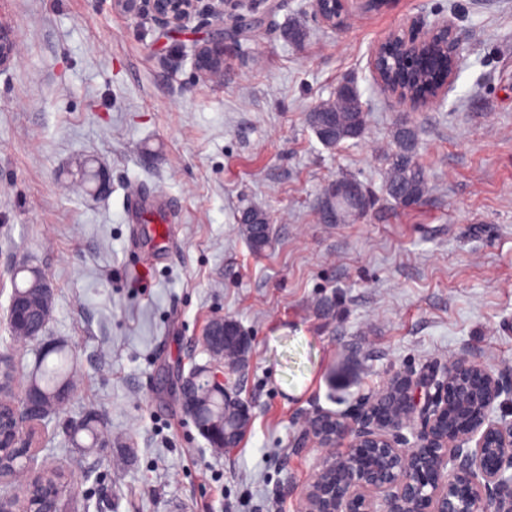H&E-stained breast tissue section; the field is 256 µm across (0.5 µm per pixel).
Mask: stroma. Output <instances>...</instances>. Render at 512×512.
I'll return each instance as SVG.
<instances>
[{
  "label": "stroma",
  "instance_id": "1",
  "mask_svg": "<svg viewBox=\"0 0 512 512\" xmlns=\"http://www.w3.org/2000/svg\"><path fill=\"white\" fill-rule=\"evenodd\" d=\"M454 21L464 62L443 106L385 93L376 43L419 21ZM309 30L301 46L284 26ZM16 58L0 69V353L18 380L35 344L11 335V272L46 275V342L76 362L66 411L106 423L107 454L66 451L46 429L36 469L62 466L87 512H300L329 449L303 441L317 413L340 415L405 372L465 357L512 378V0H352L342 26L310 0H247L224 21L174 27L117 13L111 0H0ZM224 37V80L194 68ZM353 79L360 140L319 143L307 114ZM400 123L418 132L432 190L413 208L384 190ZM372 205L324 223L337 177ZM173 207L170 237L131 217L127 192ZM273 240L256 251L244 209ZM150 266L147 282L127 271ZM250 339L225 373L252 421L215 448L182 413L178 386L210 355L212 319ZM132 446L133 456L121 454Z\"/></svg>",
  "mask_w": 512,
  "mask_h": 512
}]
</instances>
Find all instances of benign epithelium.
<instances>
[{
	"mask_svg": "<svg viewBox=\"0 0 512 512\" xmlns=\"http://www.w3.org/2000/svg\"><path fill=\"white\" fill-rule=\"evenodd\" d=\"M244 0H112V9L128 15L149 14L167 25H182L201 15L224 18ZM448 39L454 64L434 95L418 101L389 84L377 68V58L398 43L405 55L415 56L438 35ZM376 80L395 98L413 106H437L454 86L463 64L460 43L446 19L411 24L389 33L372 51ZM195 68L210 81L224 80V39L218 37L195 51ZM14 302L39 312L30 292L14 294ZM229 322L214 318L205 333L214 362L203 368L211 385L224 391V405L234 402L224 389V343L232 342ZM512 404V380L491 368L458 358L441 371L406 374L388 380L375 395L346 414L316 415L308 434L322 448H347L339 459L322 462L303 497L302 512H512V420L498 413ZM16 439L24 442L26 464L12 480L28 479L35 449L20 426H44L47 411L33 394L21 393L13 404ZM409 434H404L403 430ZM0 512H29L27 499L0 493Z\"/></svg>",
	"mask_w": 512,
	"mask_h": 512,
	"instance_id": "benign-epithelium-1",
	"label": "benign epithelium"
}]
</instances>
